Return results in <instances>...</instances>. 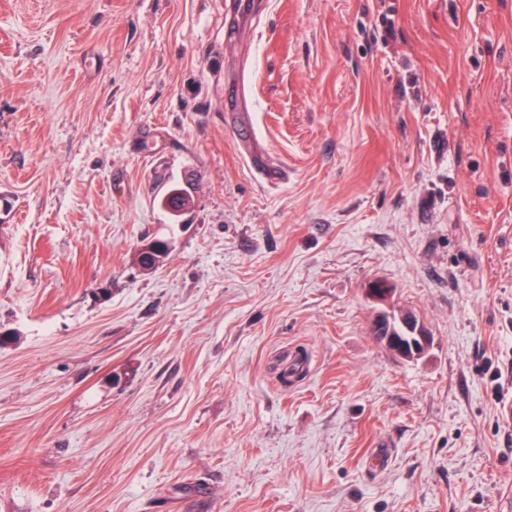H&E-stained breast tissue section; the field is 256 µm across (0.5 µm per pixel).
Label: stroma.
Wrapping results in <instances>:
<instances>
[{
  "label": "stroma",
  "mask_w": 512,
  "mask_h": 512,
  "mask_svg": "<svg viewBox=\"0 0 512 512\" xmlns=\"http://www.w3.org/2000/svg\"><path fill=\"white\" fill-rule=\"evenodd\" d=\"M257 3L0 0V512H496L512 487V0ZM384 310L427 354L377 341ZM188 202L187 192L178 185H171L161 199V206L172 215L179 216L178 213L186 209ZM169 254V243L165 240L155 239L138 250L135 260L141 267L151 269L163 263ZM380 323L386 328L378 341L403 359H417L428 350L431 337L423 323L412 313L396 318L384 315Z\"/></svg>",
  "instance_id": "obj_1"
}]
</instances>
